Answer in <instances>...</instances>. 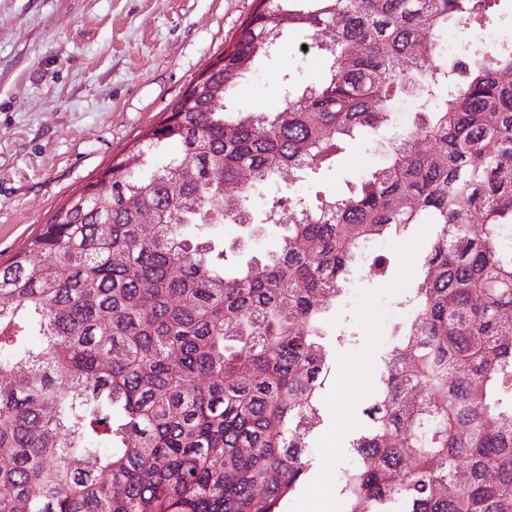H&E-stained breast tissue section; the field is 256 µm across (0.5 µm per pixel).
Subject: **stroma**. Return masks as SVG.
I'll return each instance as SVG.
<instances>
[{
    "instance_id": "obj_1",
    "label": "stroma",
    "mask_w": 512,
    "mask_h": 512,
    "mask_svg": "<svg viewBox=\"0 0 512 512\" xmlns=\"http://www.w3.org/2000/svg\"><path fill=\"white\" fill-rule=\"evenodd\" d=\"M255 0H0V261L115 156L138 142L233 40ZM325 61L305 37L285 35L277 52L240 80L236 105L267 110L282 77H316ZM434 229L414 225L377 241L399 267L385 281L355 280L327 314L326 329L354 336L331 344L322 422L308 438L315 466L285 512H319L349 461L346 437L377 387L392 326L416 278L414 260ZM359 385L341 391L348 366Z\"/></svg>"
}]
</instances>
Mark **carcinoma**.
Segmentation results:
<instances>
[{
  "label": "carcinoma",
  "instance_id": "1",
  "mask_svg": "<svg viewBox=\"0 0 512 512\" xmlns=\"http://www.w3.org/2000/svg\"><path fill=\"white\" fill-rule=\"evenodd\" d=\"M256 2L205 90L0 263V512H281L313 466L324 312L356 271L388 278L373 242L416 224L434 233L336 494L512 512V42L469 38L506 0ZM290 30L329 34L324 74L228 110ZM409 99L364 140L380 160L324 190ZM223 224L242 235L217 243Z\"/></svg>",
  "mask_w": 512,
  "mask_h": 512
}]
</instances>
